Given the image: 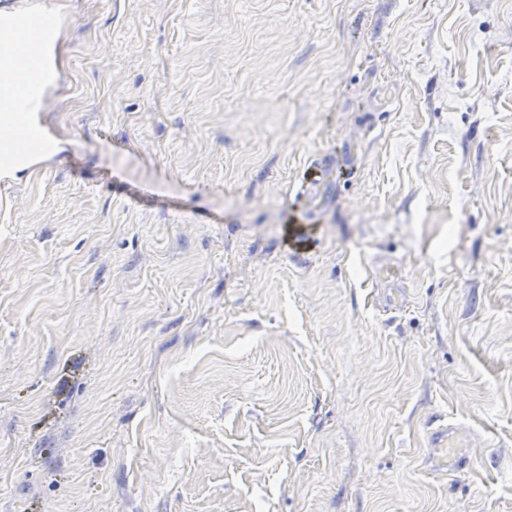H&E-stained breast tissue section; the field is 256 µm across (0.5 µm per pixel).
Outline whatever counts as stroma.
<instances>
[{"instance_id":"1","label":"stroma","mask_w":512,"mask_h":512,"mask_svg":"<svg viewBox=\"0 0 512 512\" xmlns=\"http://www.w3.org/2000/svg\"><path fill=\"white\" fill-rule=\"evenodd\" d=\"M54 2L0 512H512V0Z\"/></svg>"}]
</instances>
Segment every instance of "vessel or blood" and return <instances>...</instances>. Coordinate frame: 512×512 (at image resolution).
<instances>
[{"label":"vessel or blood","mask_w":512,"mask_h":512,"mask_svg":"<svg viewBox=\"0 0 512 512\" xmlns=\"http://www.w3.org/2000/svg\"><path fill=\"white\" fill-rule=\"evenodd\" d=\"M10 35L0 48V127L9 130L11 151L15 154L36 152L44 138L43 129L28 125L30 107L43 101L48 77L39 57L31 48L32 40L43 35L60 36L55 18L33 22L28 11L18 8L12 0H0V28Z\"/></svg>","instance_id":"1"}]
</instances>
